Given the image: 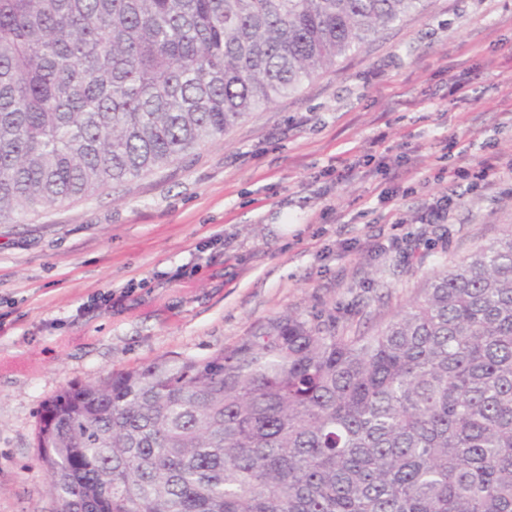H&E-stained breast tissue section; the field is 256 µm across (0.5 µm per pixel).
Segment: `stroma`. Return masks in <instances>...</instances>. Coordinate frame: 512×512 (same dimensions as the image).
Here are the masks:
<instances>
[{
  "label": "stroma",
  "instance_id": "1",
  "mask_svg": "<svg viewBox=\"0 0 512 512\" xmlns=\"http://www.w3.org/2000/svg\"><path fill=\"white\" fill-rule=\"evenodd\" d=\"M483 159L489 186L470 174ZM511 160L512 0H425L175 163L0 224V512H50L48 399L206 361L281 313L373 332L512 228ZM443 195L447 220L427 223Z\"/></svg>",
  "mask_w": 512,
  "mask_h": 512
}]
</instances>
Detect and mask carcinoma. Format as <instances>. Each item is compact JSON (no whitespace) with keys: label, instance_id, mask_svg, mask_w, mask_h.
Listing matches in <instances>:
<instances>
[{"label":"carcinoma","instance_id":"cac0c4a2","mask_svg":"<svg viewBox=\"0 0 512 512\" xmlns=\"http://www.w3.org/2000/svg\"><path fill=\"white\" fill-rule=\"evenodd\" d=\"M424 0H0V224L224 136ZM53 512H512V232L372 336L283 313L65 388Z\"/></svg>","mask_w":512,"mask_h":512}]
</instances>
